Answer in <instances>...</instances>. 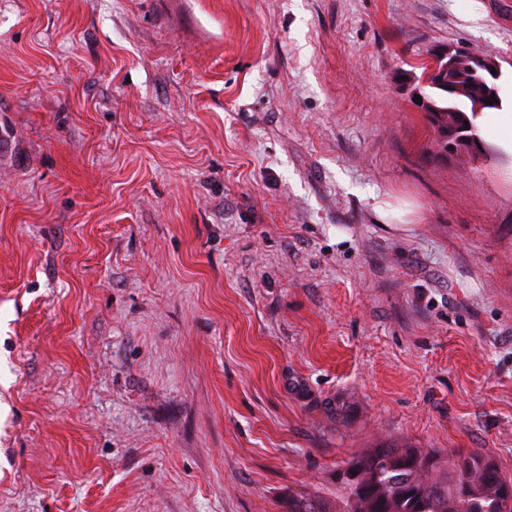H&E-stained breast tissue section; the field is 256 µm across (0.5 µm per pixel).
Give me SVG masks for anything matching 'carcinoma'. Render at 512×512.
Instances as JSON below:
<instances>
[{"mask_svg":"<svg viewBox=\"0 0 512 512\" xmlns=\"http://www.w3.org/2000/svg\"><path fill=\"white\" fill-rule=\"evenodd\" d=\"M460 64L427 79L420 95L432 107L436 144L448 123L470 129L472 102L467 94L448 97L442 83L460 87L475 81ZM341 495L332 500L317 491L288 493V512H512V478L479 452L445 460L435 450L384 441L342 461L336 474Z\"/></svg>","mask_w":512,"mask_h":512,"instance_id":"1","label":"carcinoma"}]
</instances>
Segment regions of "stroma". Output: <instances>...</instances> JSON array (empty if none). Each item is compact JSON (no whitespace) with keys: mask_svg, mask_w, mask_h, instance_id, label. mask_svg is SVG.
Instances as JSON below:
<instances>
[{"mask_svg":"<svg viewBox=\"0 0 512 512\" xmlns=\"http://www.w3.org/2000/svg\"><path fill=\"white\" fill-rule=\"evenodd\" d=\"M454 45L512 90V0H0V512L512 475V157L399 79Z\"/></svg>","mask_w":512,"mask_h":512,"instance_id":"stroma-1","label":"stroma"}]
</instances>
